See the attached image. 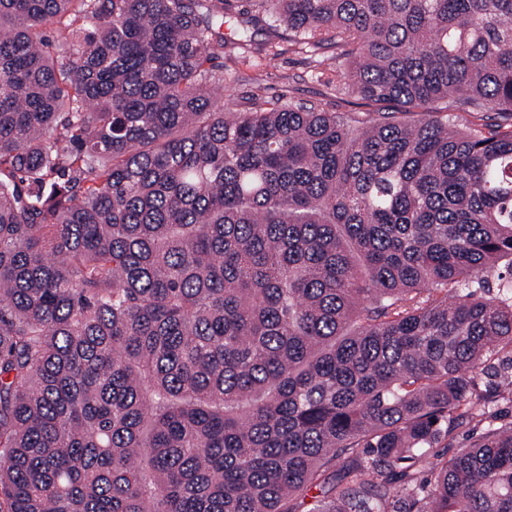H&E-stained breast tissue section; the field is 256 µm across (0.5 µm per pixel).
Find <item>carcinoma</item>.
<instances>
[{
    "label": "carcinoma",
    "instance_id": "cac0c4a2",
    "mask_svg": "<svg viewBox=\"0 0 512 512\" xmlns=\"http://www.w3.org/2000/svg\"><path fill=\"white\" fill-rule=\"evenodd\" d=\"M226 2L0 0V512H512V420L416 469L512 350V0H255L365 123L212 103ZM511 356L512 354L510 350H505L501 352L495 358V360H492V366H494V368L489 371V376H482V378L478 381L481 393H483L484 395L494 394V389L496 388L497 382L496 377H494V372L507 370L510 364ZM490 374H492V376Z\"/></svg>",
    "mask_w": 512,
    "mask_h": 512
}]
</instances>
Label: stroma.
I'll return each mask as SVG.
<instances>
[{"mask_svg": "<svg viewBox=\"0 0 512 512\" xmlns=\"http://www.w3.org/2000/svg\"><path fill=\"white\" fill-rule=\"evenodd\" d=\"M249 29L251 49L236 48L239 29ZM273 42L274 55H267L265 42ZM224 82L208 94L226 108L247 111L268 102L313 105L329 112H347L364 118L377 111V104L336 86V49L325 44L308 49L289 41L285 27L268 16H255L246 0H230L224 16Z\"/></svg>", "mask_w": 512, "mask_h": 512, "instance_id": "1", "label": "stroma"}]
</instances>
